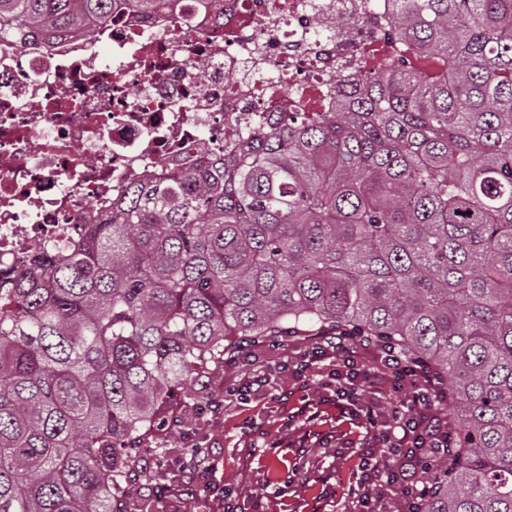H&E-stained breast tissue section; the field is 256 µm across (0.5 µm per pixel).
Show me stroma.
Listing matches in <instances>:
<instances>
[{"label": "stroma", "instance_id": "35a3bbf8", "mask_svg": "<svg viewBox=\"0 0 512 512\" xmlns=\"http://www.w3.org/2000/svg\"><path fill=\"white\" fill-rule=\"evenodd\" d=\"M284 383L292 392L287 404L269 399L248 404L225 401L224 412L218 416L200 406L195 388L184 389L178 396L182 429L155 431L144 457H160L174 475L182 469L185 448L197 444L212 449L223 460L216 482L234 491L242 512H312L316 506L323 512H347L346 492L356 480L355 448L365 434L358 422L344 417L334 404H323L315 429L325 435L326 442L311 450L310 460L330 472L331 478L324 482L311 477L284 497L276 496L275 491L284 480V463L298 462L296 451H288L286 461H279L263 440L246 436L241 429L243 419L254 416L264 421L270 435H289V419L305 391L301 381L288 377Z\"/></svg>", "mask_w": 512, "mask_h": 512}]
</instances>
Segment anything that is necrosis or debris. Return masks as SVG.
<instances>
[{
    "label": "necrosis or debris",
    "mask_w": 512,
    "mask_h": 512,
    "mask_svg": "<svg viewBox=\"0 0 512 512\" xmlns=\"http://www.w3.org/2000/svg\"><path fill=\"white\" fill-rule=\"evenodd\" d=\"M132 0L89 37L0 39V274L92 223L127 185L224 153L289 113L325 112L337 76L408 56L391 0ZM328 30L311 36L315 20ZM204 76H197V66Z\"/></svg>",
    "instance_id": "1"
}]
</instances>
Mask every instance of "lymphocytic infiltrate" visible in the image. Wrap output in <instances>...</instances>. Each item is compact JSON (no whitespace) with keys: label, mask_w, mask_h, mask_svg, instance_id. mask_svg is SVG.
<instances>
[{"label":"lymphocytic infiltrate","mask_w":512,"mask_h":512,"mask_svg":"<svg viewBox=\"0 0 512 512\" xmlns=\"http://www.w3.org/2000/svg\"><path fill=\"white\" fill-rule=\"evenodd\" d=\"M319 379L343 414L366 434L357 451L352 512H418L427 491L424 463L447 459L455 441L449 429L448 389L423 361L369 337L316 335L294 363L255 369L227 396L247 403L265 396L280 374Z\"/></svg>","instance_id":"lymphocytic-infiltrate-1"}]
</instances>
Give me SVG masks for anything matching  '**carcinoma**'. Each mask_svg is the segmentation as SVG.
Returning a JSON list of instances; mask_svg holds the SVG:
<instances>
[{"label": "carcinoma", "instance_id": "cac0c4a2", "mask_svg": "<svg viewBox=\"0 0 512 512\" xmlns=\"http://www.w3.org/2000/svg\"><path fill=\"white\" fill-rule=\"evenodd\" d=\"M113 0H0L50 46ZM401 57L336 109L129 184L0 278V512H124L174 390L307 323L447 383L453 461L421 512H512V0H393Z\"/></svg>", "mask_w": 512, "mask_h": 512}]
</instances>
